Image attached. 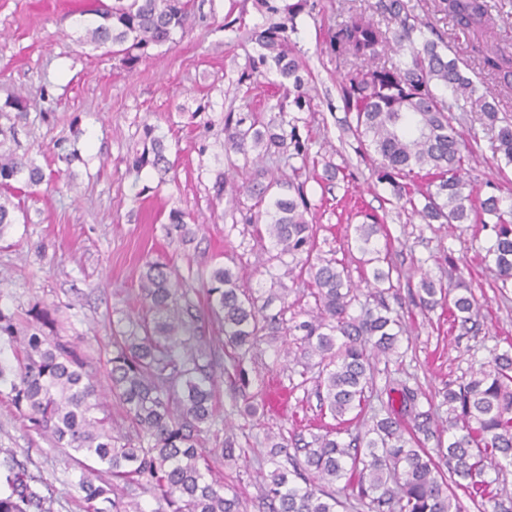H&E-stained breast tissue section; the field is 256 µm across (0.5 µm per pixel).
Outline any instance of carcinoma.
Listing matches in <instances>:
<instances>
[{
	"instance_id": "1",
	"label": "carcinoma",
	"mask_w": 512,
	"mask_h": 512,
	"mask_svg": "<svg viewBox=\"0 0 512 512\" xmlns=\"http://www.w3.org/2000/svg\"><path fill=\"white\" fill-rule=\"evenodd\" d=\"M279 21L251 38L264 50L261 64L273 63L292 79L288 94L302 111L310 105L299 63L287 51L288 31L302 2L278 6L259 0ZM388 26L363 18L343 23L330 39V50L349 62L341 82L346 111L354 114V132L365 149L378 156L380 180L388 182L395 198L410 206L425 224H480L491 231L486 258L502 287L512 280V206L491 191L474 193L461 176L474 153L450 115L458 101L475 99L485 125L498 128L493 154L512 165V123L499 116L498 105L475 96L476 86L459 59L448 57L443 37L421 38L424 24L409 0H379ZM445 12L462 30L485 32L490 16L486 0H441ZM87 42L112 46L130 65L148 50L174 41L189 19V0H88L80 16ZM393 49L407 60L390 66L381 61ZM483 68L512 90V55L501 51L482 55ZM279 133L257 128V122L236 120L226 128L225 144L236 153L257 152L252 177L244 186L258 211L254 221L268 217L266 229L290 258L288 272L306 271L312 278L315 307L310 319L288 327L306 359L317 371L316 394L334 425L321 426L304 441L292 435L297 447L288 454V440L271 443L269 481L262 487L269 512H338L343 502L328 487L344 482L368 512H466L453 488L464 487L478 512H512V497L492 488L488 468L499 459L512 462V351L494 354L491 361L470 371L442 391L448 406L444 429L448 443H438L436 455L421 437L432 434L435 414L419 405V389L402 380L376 387V363L399 354L407 325L384 297L393 289V267L379 266L376 236L386 231L375 215L355 225L357 249L365 257L363 282L373 292L360 301L347 267L338 259L312 262L317 229L308 219L311 206L303 186L267 178L262 159L270 151L306 159L308 145L293 122ZM144 131L143 148L134 153L132 167L168 172L171 164L163 141ZM15 124L0 125V237L15 223L7 193L15 184H40L43 170L24 156L4 149ZM418 171L426 187L411 191L399 179ZM187 213L168 214L171 229L186 238L192 231ZM206 304L220 322L233 375L245 376L244 361L265 332H280L277 320L259 315L255 298L237 285L238 274L215 265L200 274ZM388 284L387 289L380 288ZM178 284L169 263L157 259L140 275L145 314L133 320L130 331H114L104 350L103 367L111 393L125 411L129 431L112 424L106 403L100 401L93 375L75 342H62L43 328L54 318L46 307L34 306L21 324L15 314L0 309V394L35 431L48 434L58 448L73 452L85 470L78 487L90 512H143L140 504L124 501L115 482L135 485L164 502L169 512H240V496L213 476L203 454L200 435L216 417L215 387L199 361L201 347H188L187 336L198 316L192 306L178 305ZM414 296L419 306L448 307L454 323L467 329L481 317L464 273L445 287L428 275L420 277ZM9 347L12 357L3 356ZM387 397L371 419L359 424L349 441L341 434L360 418L373 398ZM400 403L395 410L394 403ZM355 418H349V414ZM102 467L112 476H91ZM55 498L47 482L32 473L24 449L0 448V512H54Z\"/></svg>"
}]
</instances>
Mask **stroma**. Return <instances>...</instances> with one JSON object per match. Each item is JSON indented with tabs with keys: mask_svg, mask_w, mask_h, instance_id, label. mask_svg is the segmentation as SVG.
<instances>
[{
	"mask_svg": "<svg viewBox=\"0 0 512 512\" xmlns=\"http://www.w3.org/2000/svg\"><path fill=\"white\" fill-rule=\"evenodd\" d=\"M309 2L288 35L311 94L309 109L300 112L285 92L288 79L274 66L256 64L260 49L249 34L268 23L257 0H191L185 32L132 66L111 47L80 42L76 21L85 0H0V106L18 93L29 104L10 146L52 177L51 184L15 193L17 211L28 220L0 237V308L21 320L33 305L50 308V335L79 341L115 422H122L124 411L111 398L101 342L111 329H128V314L144 309L139 275L147 262L167 259L182 279L184 302L199 308L205 295L197 273L216 264L237 272L240 288L282 326L306 320L314 306L309 275L289 274L250 221L255 209L240 186L252 166L243 155L225 152L229 117L263 123L282 114L298 117L309 144L307 159L276 155L263 165L279 180L303 184L319 227L314 256L341 260L353 283L361 281V266L346 227L360 223L363 210L385 217L389 236L378 239L377 247L402 273L389 303L404 315L412 340L403 360L391 362L388 371L416 379L421 404L440 405L445 384L490 361L493 350L512 347V287L499 292L482 261L488 233L419 223L392 202L391 186L379 182L372 156L360 151L353 134L355 119L345 111L339 88L344 66L329 40L352 16L381 21L378 0ZM410 4L466 62L465 73L479 93L495 98L512 118V91L473 62V34L441 12L439 0ZM458 119L478 140L474 159L465 165L466 179L480 192L493 183L512 201V167L492 158L494 130L482 125L474 107ZM148 125L174 163L168 173L130 164ZM328 163L339 169L331 181L322 177ZM221 175L226 181L220 186ZM173 209L187 213L191 239L166 233ZM458 267L484 305L479 324L467 332L450 326L447 314L421 310L408 285L424 272L450 280ZM191 341L214 352L208 370L216 382V421L203 445L211 467L235 487L241 512H268L261 495L271 470L268 435L306 434L331 417L319 407L314 380L299 376L301 354L291 336L260 341L244 363L243 382L226 373L229 349L213 315L199 320ZM261 389L281 391L286 406L243 418L245 398ZM228 431L236 432L246 450L235 462L225 460L213 440ZM0 448L27 451L30 470L48 482L58 512H85L78 467L48 437L29 430L4 396Z\"/></svg>",
	"mask_w": 512,
	"mask_h": 512,
	"instance_id": "stroma-1",
	"label": "stroma"
}]
</instances>
